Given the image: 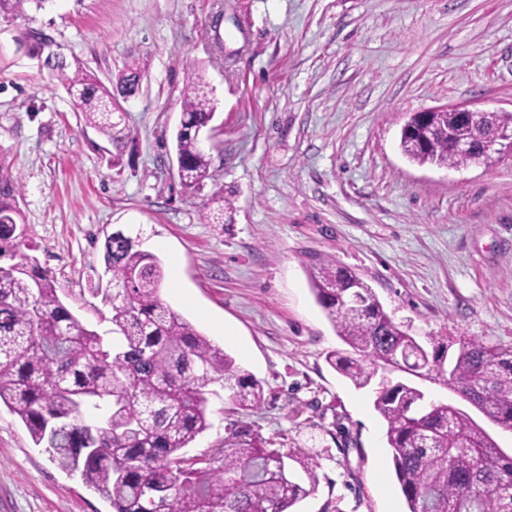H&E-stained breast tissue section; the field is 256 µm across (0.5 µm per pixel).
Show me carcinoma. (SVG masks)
Wrapping results in <instances>:
<instances>
[{
    "label": "carcinoma",
    "instance_id": "carcinoma-1",
    "mask_svg": "<svg viewBox=\"0 0 512 512\" xmlns=\"http://www.w3.org/2000/svg\"><path fill=\"white\" fill-rule=\"evenodd\" d=\"M76 99L85 124L121 149L130 130L113 115V98L133 93L135 68L108 87L80 64L50 65ZM176 133L181 185L196 191L211 178L200 133L215 116L213 90L187 76ZM453 112H416L401 129L409 160L464 168L498 155L454 151L442 128ZM21 183L0 167V405L26 427L37 447L113 512H289L317 486L314 458L299 448H269L233 433L199 457L190 447L208 428L209 387L232 405L260 406L263 384L161 298L164 264L142 249L139 236L118 229L105 239L107 285L91 288L112 305V342L88 329L58 295L57 282L23 251ZM210 224L233 222L231 197L211 198ZM312 292L350 351L327 362L358 389L372 388L386 424L396 477L408 512H512V457L448 402L415 412L424 393L402 380L376 379L393 368L450 387L496 425L512 429V347L462 337L453 357L441 337L426 346L384 310L358 274L321 259L310 269ZM299 464L307 480L290 463Z\"/></svg>",
    "mask_w": 512,
    "mask_h": 512
}]
</instances>
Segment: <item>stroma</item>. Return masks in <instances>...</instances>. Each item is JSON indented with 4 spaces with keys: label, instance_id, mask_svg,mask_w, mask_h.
<instances>
[{
    "label": "stroma",
    "instance_id": "stroma-1",
    "mask_svg": "<svg viewBox=\"0 0 512 512\" xmlns=\"http://www.w3.org/2000/svg\"><path fill=\"white\" fill-rule=\"evenodd\" d=\"M40 37L102 81L141 73L120 163L33 56ZM194 72L216 114L211 177L192 193L175 134ZM439 105L512 113V0H46L0 16V165L21 180L30 256L104 335L111 308L90 283L105 235L142 230L165 302L264 388L248 411L215 388L186 456L238 430L303 449L318 486L292 512H407L370 392L325 360L342 342L313 263L354 270L419 339L512 346V154L460 169L407 159L402 126ZM219 190L232 223L203 218ZM0 512L111 507L2 407Z\"/></svg>",
    "mask_w": 512,
    "mask_h": 512
}]
</instances>
